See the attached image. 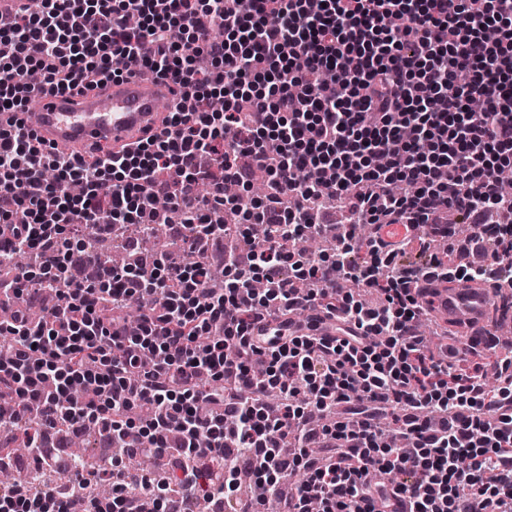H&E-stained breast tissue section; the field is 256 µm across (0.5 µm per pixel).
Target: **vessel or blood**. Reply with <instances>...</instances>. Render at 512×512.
Wrapping results in <instances>:
<instances>
[{"label": "vessel or blood", "mask_w": 512, "mask_h": 512, "mask_svg": "<svg viewBox=\"0 0 512 512\" xmlns=\"http://www.w3.org/2000/svg\"><path fill=\"white\" fill-rule=\"evenodd\" d=\"M178 102L167 83L124 77L98 92L75 91L48 96L28 108L23 119L43 146L62 148L70 153L99 142L118 153L146 134L159 130L161 104L174 106ZM495 290V284L484 280H449L433 288V312L450 327L464 330L468 335L493 334L496 322L490 313V299ZM311 322L318 323V335L336 333L335 318L311 309L303 317L290 319L277 329L266 321H258L251 334L268 338L276 332L297 336L306 333Z\"/></svg>", "instance_id": "vessel-or-blood-1"}]
</instances>
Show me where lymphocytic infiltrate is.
Returning a JSON list of instances; mask_svg holds the SVG:
<instances>
[{
	"instance_id": "f902f5d3",
	"label": "lymphocytic infiltrate",
	"mask_w": 512,
	"mask_h": 512,
	"mask_svg": "<svg viewBox=\"0 0 512 512\" xmlns=\"http://www.w3.org/2000/svg\"><path fill=\"white\" fill-rule=\"evenodd\" d=\"M151 71L186 86L188 111L115 156L90 147L36 149L23 125L0 128V263L17 270L20 302L0 323V416L30 461L49 463L57 427L93 422L108 441L156 458L171 485L111 462L90 472L63 461L64 482L0 487V512H254L238 493L252 480L287 512H512V348L500 377L451 368L418 331L419 281L512 284V214L498 174L512 164V0H42L0 14V112L41 94ZM265 170L250 194L239 156ZM350 216L333 255L293 250L319 231L320 199ZM169 222L195 252L186 267L139 258L101 264L91 237ZM462 267L431 250L457 223ZM403 225L395 238L385 229ZM429 253L392 268L396 250ZM365 252V261L353 258ZM224 287L204 292L213 259ZM93 266L95 283L72 273ZM312 287L297 288L298 280ZM57 295L40 322L27 309ZM148 297L136 330L131 303ZM310 307L341 322L337 336H289L264 348L249 330L263 316ZM210 337L200 346L198 337ZM275 389L278 405H267ZM334 415L312 428L311 413ZM331 449L327 461L312 456ZM308 476L293 494L288 472ZM113 482L110 497L91 490ZM262 497V498H263Z\"/></svg>"
}]
</instances>
